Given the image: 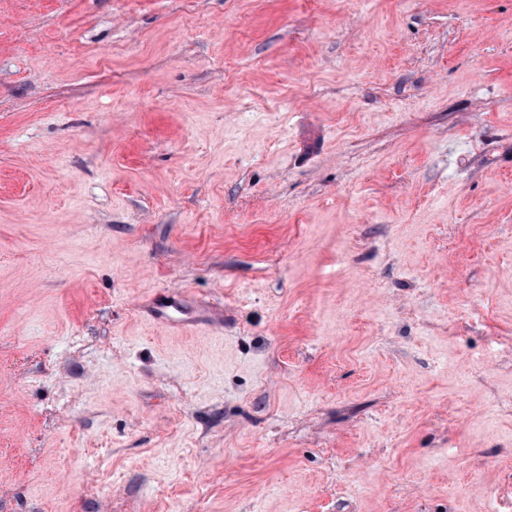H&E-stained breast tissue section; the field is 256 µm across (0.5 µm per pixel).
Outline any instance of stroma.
<instances>
[{"mask_svg":"<svg viewBox=\"0 0 512 512\" xmlns=\"http://www.w3.org/2000/svg\"><path fill=\"white\" fill-rule=\"evenodd\" d=\"M0 512H512V0H0Z\"/></svg>","mask_w":512,"mask_h":512,"instance_id":"35a3bbf8","label":"stroma"}]
</instances>
